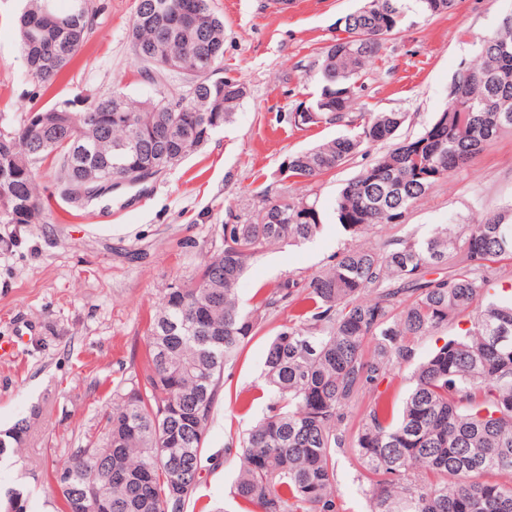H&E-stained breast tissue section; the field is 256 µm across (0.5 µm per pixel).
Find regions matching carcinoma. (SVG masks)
<instances>
[{
  "label": "carcinoma",
  "instance_id": "obj_1",
  "mask_svg": "<svg viewBox=\"0 0 512 512\" xmlns=\"http://www.w3.org/2000/svg\"><path fill=\"white\" fill-rule=\"evenodd\" d=\"M19 47L40 91L53 87L81 53L97 9L87 0H23ZM454 0H365L338 20L351 40L325 47L316 64L319 91L310 104L318 120L297 129L336 124L345 133L288 155V178L312 181L365 148L395 138L400 112L354 116L358 80L403 29L408 13L430 18ZM192 14L194 22L183 17ZM161 79L167 59L197 73L193 96L133 101L119 89L79 111L69 104L31 108L16 125L0 115L13 157L22 168L0 181V224H42L37 165L57 163L62 195L89 201L112 185L154 176L134 170L155 157L163 133L173 168L229 122L241 83L219 76L224 20L211 0H137L130 29ZM57 43L60 58H43ZM459 106L444 109L417 136L406 138L348 180L336 197L337 223L351 237L404 218L408 209L451 173L466 168L485 146L512 132V13L482 40L480 62L457 76ZM264 222L222 225L221 246L187 284L169 289L146 336L141 373L112 390L104 434L67 449L52 471L57 512H74L87 483L110 512H184L201 479L208 425L235 361L268 314L284 305L292 319L269 343L262 392L267 414L239 443L241 469L233 494L246 512H338L333 454L349 448L360 461L369 512H512V298L480 300L512 260V206L469 224L439 226L424 240L407 236L380 251L350 246L302 283L288 278L251 309L236 285L268 247L298 245L321 227L317 201L269 200ZM453 262L438 279L429 270ZM468 318L470 327L437 346L415 368L399 412L375 398L351 436L339 431L362 391H374L393 369L414 357L415 341ZM370 354H365L366 347ZM19 424L0 438V456L19 445Z\"/></svg>",
  "mask_w": 512,
  "mask_h": 512
}]
</instances>
